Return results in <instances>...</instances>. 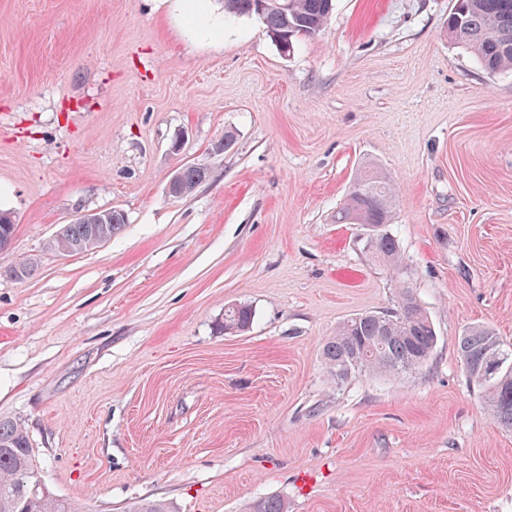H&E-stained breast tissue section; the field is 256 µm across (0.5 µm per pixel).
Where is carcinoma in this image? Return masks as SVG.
<instances>
[{
  "instance_id": "obj_1",
  "label": "carcinoma",
  "mask_w": 512,
  "mask_h": 512,
  "mask_svg": "<svg viewBox=\"0 0 512 512\" xmlns=\"http://www.w3.org/2000/svg\"><path fill=\"white\" fill-rule=\"evenodd\" d=\"M333 0H264L262 10L252 0H224V12L255 16L265 26L280 50L293 46L298 36L313 37L327 23ZM448 37L475 55L494 75L512 70V0H456L448 17ZM180 196L191 194L210 177L208 168L187 165L177 173ZM398 187L375 168L353 180L343 204L336 210V223L378 226L375 242L367 248L387 265L397 282L396 307L389 313H358L339 324L336 335L326 341L322 357L328 373L340 382L356 371L401 374L421 367L436 341L435 329L417 302L406 278V264L397 240L388 233ZM126 224L124 212L109 210L86 215L62 226L52 241L58 252L83 251L93 241L108 240ZM253 321L248 305L224 310V331L241 332ZM495 349L512 354L488 327L472 326L459 338L458 354L470 379L483 390L488 412L496 425L512 430V357L499 371L484 376L486 356ZM29 435L21 424L0 420V512H77L72 502L44 492ZM126 512H171L169 504L156 500L131 504ZM251 512H288L278 497L256 502Z\"/></svg>"
}]
</instances>
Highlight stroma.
Masks as SVG:
<instances>
[{
    "mask_svg": "<svg viewBox=\"0 0 512 512\" xmlns=\"http://www.w3.org/2000/svg\"><path fill=\"white\" fill-rule=\"evenodd\" d=\"M454 3L335 0L285 54L221 0H0V419L56 496L512 512V431L458 356L474 325L512 344V70L450 42ZM191 164L209 180L170 196ZM372 166L436 342L417 370L338 382L325 341L397 300L334 220ZM108 209L127 216L111 240L50 248ZM236 304L253 323L224 332Z\"/></svg>",
    "mask_w": 512,
    "mask_h": 512,
    "instance_id": "obj_1",
    "label": "stroma"
}]
</instances>
